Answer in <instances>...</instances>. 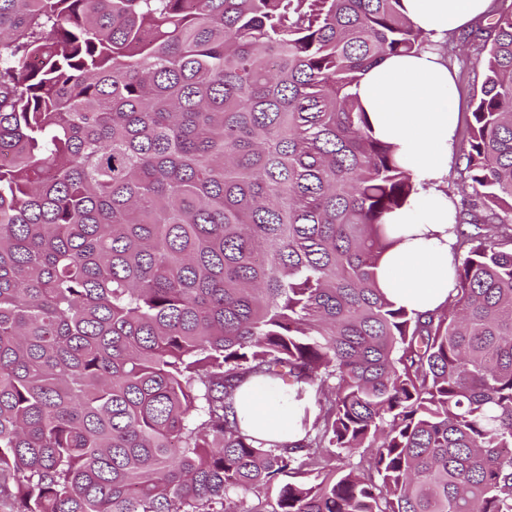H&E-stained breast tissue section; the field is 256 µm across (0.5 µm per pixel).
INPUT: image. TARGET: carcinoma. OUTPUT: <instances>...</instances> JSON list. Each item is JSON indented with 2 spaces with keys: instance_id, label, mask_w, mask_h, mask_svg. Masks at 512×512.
<instances>
[{
  "instance_id": "carcinoma-1",
  "label": "carcinoma",
  "mask_w": 512,
  "mask_h": 512,
  "mask_svg": "<svg viewBox=\"0 0 512 512\" xmlns=\"http://www.w3.org/2000/svg\"><path fill=\"white\" fill-rule=\"evenodd\" d=\"M490 17L454 288L421 314L377 282L417 183L352 93L429 42L401 0H0V512H512ZM255 378L300 439L240 427Z\"/></svg>"
}]
</instances>
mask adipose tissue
<instances>
[{"mask_svg":"<svg viewBox=\"0 0 512 512\" xmlns=\"http://www.w3.org/2000/svg\"><path fill=\"white\" fill-rule=\"evenodd\" d=\"M490 7L491 0H401L402 13L428 37V45L385 57L362 72L354 88L375 134L395 145L418 182L410 204L386 217L387 223L403 226L404 238L384 255L377 276L387 298L410 311L438 309L453 288L454 206L441 186L453 152L458 108L452 72L435 44ZM236 410L251 436L287 440L288 404L276 389L257 382L243 385Z\"/></svg>","mask_w":512,"mask_h":512,"instance_id":"ef3b65f1","label":"adipose tissue"}]
</instances>
